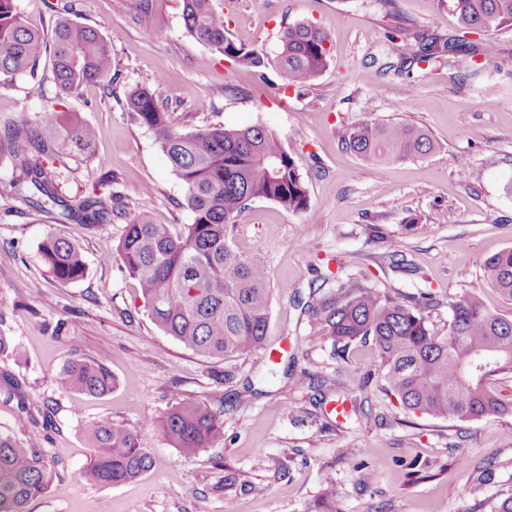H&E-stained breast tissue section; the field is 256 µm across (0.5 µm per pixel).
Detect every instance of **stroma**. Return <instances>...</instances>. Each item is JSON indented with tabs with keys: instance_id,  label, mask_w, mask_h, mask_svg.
<instances>
[{
	"instance_id": "stroma-1",
	"label": "stroma",
	"mask_w": 512,
	"mask_h": 512,
	"mask_svg": "<svg viewBox=\"0 0 512 512\" xmlns=\"http://www.w3.org/2000/svg\"><path fill=\"white\" fill-rule=\"evenodd\" d=\"M28 22L51 33L63 9L112 43V73L65 98L52 82L30 95L28 78L0 88V134L36 122L48 106L97 131L93 156L56 167L69 201L112 179L119 215L109 231L38 210L16 199L12 159L0 154V332L17 352L0 356V431L30 443L53 467L45 494L27 512H311L336 483V512H488L512 490V417L462 424L406 411L387 395L371 344L347 360L332 357L326 337L304 311L317 275L339 272L380 293L432 291L428 320L448 326V299L470 294L512 318L482 276L489 256L512 247V69L476 56L478 75L437 63L382 73L396 61L390 13L410 29L456 35L459 24L438 0H233L225 26L238 42L269 56L289 23L321 26L333 39L330 65L310 86L284 87L230 65L195 41L182 0H17ZM154 91L181 130L261 125L283 141L305 181L309 209L292 213L268 200L250 202L233 235L243 255L271 272V317L263 354L227 362L198 355L152 321L135 281L112 253L130 216L151 212L161 224L193 220L185 190L154 134L127 110L135 89ZM361 120L408 123L433 136V154L371 164L343 148L347 126ZM53 233L76 241L87 274L52 279L39 245ZM401 261L392 265L391 250ZM107 367L111 394L81 401L54 376L69 360ZM232 380H220L224 368ZM343 383L363 412L322 414L315 391L294 377ZM221 410L224 435L186 456L158 427L177 397ZM109 419L136 429L154 459L137 480L100 485L87 475L93 452L87 427ZM376 479L360 481L361 466Z\"/></svg>"
}]
</instances>
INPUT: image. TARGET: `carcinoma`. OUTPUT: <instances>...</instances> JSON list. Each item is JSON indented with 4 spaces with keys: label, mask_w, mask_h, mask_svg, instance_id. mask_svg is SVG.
Instances as JSON below:
<instances>
[{
    "label": "carcinoma",
    "mask_w": 512,
    "mask_h": 512,
    "mask_svg": "<svg viewBox=\"0 0 512 512\" xmlns=\"http://www.w3.org/2000/svg\"><path fill=\"white\" fill-rule=\"evenodd\" d=\"M463 32L491 35L512 26V0H448ZM187 32L211 52L233 65L264 76L272 68L287 86L311 84L330 63V36L319 26L296 22L283 27L280 52L269 58L256 48L232 40L224 13L213 0H183ZM401 38L398 61L387 65L397 72L421 63L447 59L448 67L467 63L473 46L461 38L434 31H412L394 25L388 38ZM41 33L31 28L16 0H0V87L22 74L37 77ZM50 80L63 98L82 85L112 73L110 42L94 27L66 14L54 24L50 47ZM129 112L155 136L176 178L185 188L193 223L158 224L150 213H136L126 224L115 248L122 266L136 281L154 323L185 348L226 360L261 349L270 320V271L258 255L244 256L231 244L238 221L250 202L263 199L288 212L308 210L305 183L294 160L275 133L262 126H209L181 131L155 95L137 89L128 98ZM95 129L67 122L51 106L33 124L9 130L0 139V152L13 161L9 187L31 202L59 197L44 162L59 161L74 152L90 151ZM342 144L357 157L374 163L425 156L436 149L423 129L406 123L363 120L342 135ZM35 153L42 162L31 163ZM112 180L92 185L91 195L67 217L105 231L112 211L103 200ZM43 263L60 283L80 281L87 269L80 246L63 234H50L40 245ZM487 284L512 301V248L483 263ZM435 296L391 297L351 280L339 281L324 292L310 284L306 305L311 325L331 341L332 355L343 360L359 343L376 348L387 390L413 412L437 419L476 422L512 416V401L504 400L492 382L512 375V318L488 310L474 295L448 303L446 333L429 324ZM56 384L76 396L100 397L112 391L114 379L103 365L75 360L56 375ZM160 433L183 454L195 453L223 436L221 412L203 402L180 399L160 422ZM94 449L88 476L101 485L134 480L153 466V458L138 433L101 420L89 429ZM51 473L44 457L13 435L0 431V512H26L30 501L44 494Z\"/></svg>",
    "instance_id": "obj_1"
}]
</instances>
